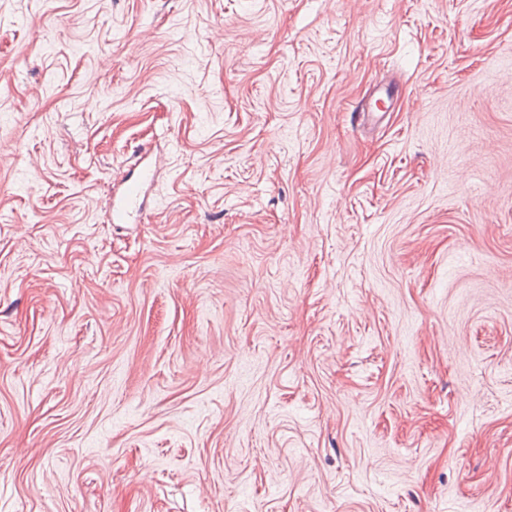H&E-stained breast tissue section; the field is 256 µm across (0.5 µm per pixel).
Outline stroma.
<instances>
[{"label":"stroma","instance_id":"35a3bbf8","mask_svg":"<svg viewBox=\"0 0 512 512\" xmlns=\"http://www.w3.org/2000/svg\"><path fill=\"white\" fill-rule=\"evenodd\" d=\"M0 512H512V0H0ZM150 178V170L145 169L137 179L129 181L124 186L118 197L113 196V221L127 222L134 214H138L141 211L146 195L145 185Z\"/></svg>","mask_w":512,"mask_h":512}]
</instances>
